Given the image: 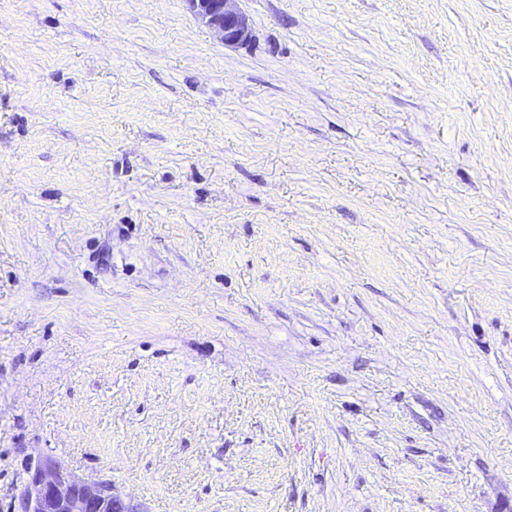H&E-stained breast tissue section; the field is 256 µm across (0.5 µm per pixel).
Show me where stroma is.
<instances>
[{
    "instance_id": "obj_1",
    "label": "stroma",
    "mask_w": 512,
    "mask_h": 512,
    "mask_svg": "<svg viewBox=\"0 0 512 512\" xmlns=\"http://www.w3.org/2000/svg\"><path fill=\"white\" fill-rule=\"evenodd\" d=\"M0 0V512H512V0ZM184 1L190 11L211 29L224 46L236 47L252 40V28L239 6L240 0ZM11 512H147L112 483L75 475L52 457L31 467L12 497Z\"/></svg>"
}]
</instances>
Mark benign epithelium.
Returning a JSON list of instances; mask_svg holds the SVG:
<instances>
[{"label": "benign epithelium", "mask_w": 512, "mask_h": 512, "mask_svg": "<svg viewBox=\"0 0 512 512\" xmlns=\"http://www.w3.org/2000/svg\"><path fill=\"white\" fill-rule=\"evenodd\" d=\"M190 11L228 47L253 38L240 0H185ZM12 512H147L134 500L116 493L112 483L75 475L52 457L31 467L12 497Z\"/></svg>", "instance_id": "7a95c632"}]
</instances>
